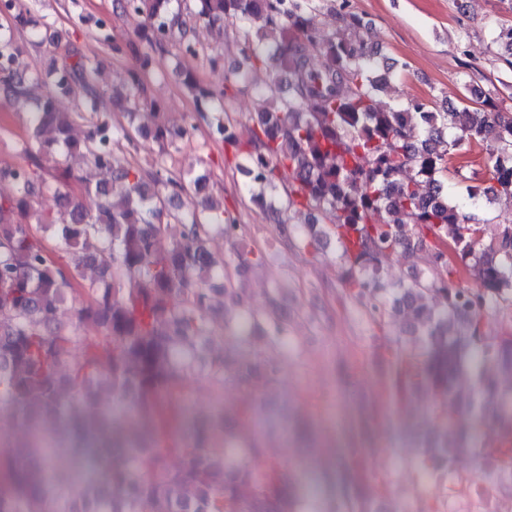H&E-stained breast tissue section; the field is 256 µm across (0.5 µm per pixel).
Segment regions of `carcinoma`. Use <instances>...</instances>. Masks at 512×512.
I'll use <instances>...</instances> for the list:
<instances>
[{"mask_svg":"<svg viewBox=\"0 0 512 512\" xmlns=\"http://www.w3.org/2000/svg\"><path fill=\"white\" fill-rule=\"evenodd\" d=\"M193 2L198 22L222 25L232 18L240 25L242 61L227 82L264 68L270 91L288 84V96L257 115L247 141L219 118L212 125V135L235 150L251 200L272 211L280 240L293 248L316 252L323 240H336L344 291L371 323L385 327L400 315L413 322L419 349L402 355L387 348L376 359L391 397L409 401L424 387L434 419L450 432L418 459L415 472L443 477L446 502L480 476L506 480L512 492L511 435L477 446V473L459 470L454 460L468 440L461 415L480 409L474 392L497 406L498 424H508L512 412V391L501 383L512 378V319L497 336L488 335L483 322L491 309H512V222L500 221L492 208L497 200H512V113L497 111L490 98L480 110L463 103L435 112L419 98L378 106L377 92L398 66L363 40L369 22L347 10V0L335 9L341 34L333 37L317 28L319 0ZM6 9L14 28L28 23L29 9L19 0H9ZM113 11L139 20L138 40L119 44L100 22V41L116 54L139 57L142 69L175 30L182 51L198 55L191 26L172 0H113ZM490 36L501 49L496 60L512 74V24H493ZM316 43L321 47L314 57L305 45ZM53 46V79L43 85L22 67L20 46L0 32V86L14 99L34 100L40 128L56 133L53 140L26 142L27 164L0 166V184L12 183V192H0V402L11 404L27 429L37 418L55 426L51 440L34 439L0 456L9 470L8 482L0 483V512H305L290 492L291 469L270 456L262 438L238 448L232 430L217 439L208 427L185 423L183 401L195 372H206L219 388L228 380L243 388L236 421L248 427L258 417L255 393L274 383L280 370L272 357L205 353L202 341L217 331L237 336L254 330L276 348L288 337V325L271 311H254L253 299L239 288L222 291L246 312L244 320L226 316L218 323L211 316L209 274L216 261L208 238L217 231L234 240L243 228L206 195L205 175L182 171L172 178L159 161L189 128L167 125L156 105L155 127L138 122L145 88L133 71L123 90H112V97L130 104L122 135L98 119L84 138H71L72 125L96 111L102 96L97 62L72 42ZM187 85L199 104L224 110V93L190 76ZM63 97L78 99L77 111H62ZM123 140L155 143L158 156L121 165L115 149ZM474 147L484 154L493 185L485 196L467 187L464 205L450 195L444 176L453 155ZM62 151L82 155L110 179L82 182L77 193L61 191L55 181L62 177ZM114 179L123 184L119 203ZM50 191L56 209H39L36 195ZM181 196L186 209L171 211L170 199ZM299 214L308 223L294 224ZM41 231L53 234L67 262L44 261ZM160 235L170 239L163 260L156 256ZM436 241L456 246L473 285L448 286L456 269ZM399 250L409 259V273L393 282L385 262ZM89 266L98 276L87 280ZM69 303L78 323L97 330L76 361L68 359L74 337L58 321ZM485 363L494 371L475 372ZM119 396L149 422L143 435L121 440L125 460L107 459L102 480L82 486L52 473L57 445L84 448L93 435L107 437V411ZM174 458L182 465L170 467ZM339 468L341 512H366L367 500L385 493L387 478L371 472L366 449L356 443Z\"/></svg>","mask_w":512,"mask_h":512,"instance_id":"carcinoma-1","label":"carcinoma"}]
</instances>
